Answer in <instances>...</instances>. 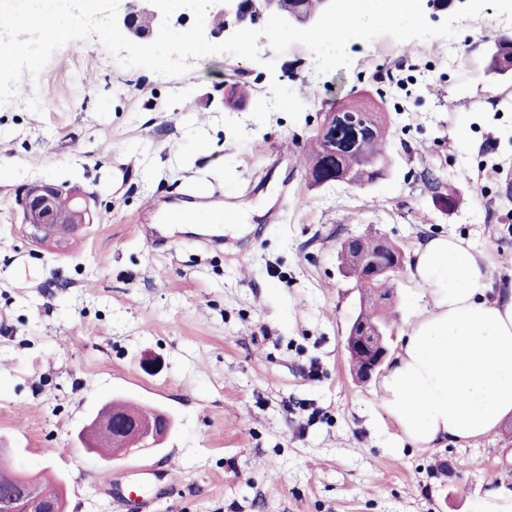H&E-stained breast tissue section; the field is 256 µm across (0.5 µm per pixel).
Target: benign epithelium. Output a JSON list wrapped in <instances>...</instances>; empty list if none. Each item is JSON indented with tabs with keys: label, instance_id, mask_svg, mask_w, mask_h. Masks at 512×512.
<instances>
[{
	"label": "benign epithelium",
	"instance_id": "7a95c632",
	"mask_svg": "<svg viewBox=\"0 0 512 512\" xmlns=\"http://www.w3.org/2000/svg\"><path fill=\"white\" fill-rule=\"evenodd\" d=\"M277 14L299 28L311 26L316 14L288 13L281 9L280 0H229L211 6V15L220 27L214 31L219 35L229 30V22L239 23L248 18L259 20L263 15ZM150 18L144 27L142 17ZM162 16L150 0H129L125 11L118 16V25L139 41L149 40L159 29ZM68 194L62 185L39 181L28 185L21 197L22 224L26 237L34 244L43 246L58 242L66 234L75 233L87 224L89 209L86 201L70 195L72 207L65 211L59 200ZM403 267L401 251H380L374 256L359 260L345 271L355 288L363 290L373 279L383 276L394 278ZM362 310L353 320L346 337V350L358 354L363 360L356 368L360 379L370 380L385 364L390 343L385 340V331L369 314L370 305L361 297ZM172 418L164 411L156 410L144 420L136 413L112 417V432L118 445L116 457L136 454L144 449L158 447L171 430ZM0 512H65L64 494L42 491L35 480L24 475L15 476L7 486H0Z\"/></svg>",
	"mask_w": 512,
	"mask_h": 512
}]
</instances>
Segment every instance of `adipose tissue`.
<instances>
[{
  "mask_svg": "<svg viewBox=\"0 0 512 512\" xmlns=\"http://www.w3.org/2000/svg\"><path fill=\"white\" fill-rule=\"evenodd\" d=\"M408 272L424 305L380 382L384 411L419 448L495 432L512 416V285L453 234L423 242Z\"/></svg>",
  "mask_w": 512,
  "mask_h": 512,
  "instance_id": "1",
  "label": "adipose tissue"
}]
</instances>
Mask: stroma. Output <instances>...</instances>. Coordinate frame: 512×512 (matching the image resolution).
Returning a JSON list of instances; mask_svg holds the SVG:
<instances>
[{
    "label": "stroma",
    "mask_w": 512,
    "mask_h": 512,
    "mask_svg": "<svg viewBox=\"0 0 512 512\" xmlns=\"http://www.w3.org/2000/svg\"><path fill=\"white\" fill-rule=\"evenodd\" d=\"M512 24L493 7L450 39L347 43L318 72L295 44L260 59L193 60V80L126 68L98 39L73 41L26 103L0 106V448L13 468L66 487L67 512H131L121 491L172 485L151 512H476L512 483V418L465 444L399 440L379 379L357 381L345 348L359 292L337 253L384 237L412 256L454 234L512 280V75L489 72ZM363 96L389 126L386 178L309 185L325 113ZM47 181L94 215L64 251L32 245L19 194ZM241 219L239 251L201 246L207 225L146 234L186 190ZM457 200L445 209L437 196ZM396 279L392 349L419 312ZM156 362L153 371L145 362ZM121 397L170 414L159 448L107 463L77 435Z\"/></svg>",
    "instance_id": "stroma-1"
}]
</instances>
